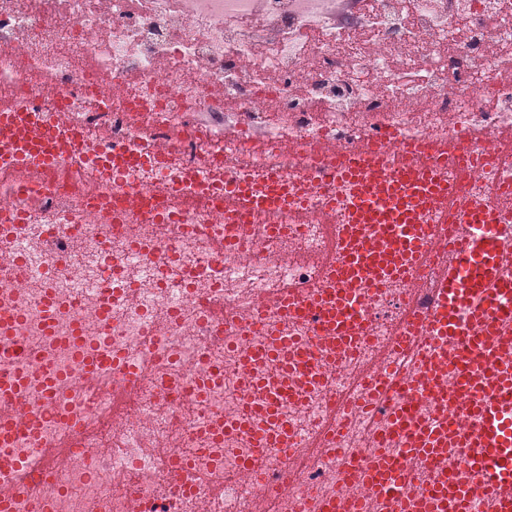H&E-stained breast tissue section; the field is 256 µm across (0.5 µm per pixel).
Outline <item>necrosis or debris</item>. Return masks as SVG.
<instances>
[{
  "label": "necrosis or debris",
  "instance_id": "4bbe7bcc",
  "mask_svg": "<svg viewBox=\"0 0 512 512\" xmlns=\"http://www.w3.org/2000/svg\"><path fill=\"white\" fill-rule=\"evenodd\" d=\"M79 127L80 150L53 168L0 167V351L27 370L21 402L35 421L0 476L16 512H321L351 460L371 457L386 412L432 419L456 410L395 389L382 412L350 410L336 450V399L377 365L410 279L375 286L354 350L261 305L324 287L325 227L348 223L351 187L313 179L319 157L385 133L397 166L406 140L484 147L512 130V0H0V106ZM138 155L120 180L102 146ZM275 173L288 205L252 213L245 247L224 207L234 183ZM512 177V153L471 172L457 207ZM181 214L163 223L158 209ZM61 314L45 330L44 299ZM112 301V319L99 308ZM80 331L84 344L69 343ZM290 337L322 380L298 384L279 416L293 447L257 453L221 430L275 365H243L270 333ZM117 363L84 377V350ZM63 376L55 400L42 376ZM259 456L256 469L242 460Z\"/></svg>",
  "mask_w": 512,
  "mask_h": 512
}]
</instances>
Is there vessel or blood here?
Returning a JSON list of instances; mask_svg holds the SVG:
<instances>
[{
	"mask_svg": "<svg viewBox=\"0 0 512 512\" xmlns=\"http://www.w3.org/2000/svg\"><path fill=\"white\" fill-rule=\"evenodd\" d=\"M80 138L77 131L62 136L50 125L31 126L23 111L0 110V156L20 159L30 169L54 166ZM404 150L411 161L394 169L388 168L375 143L361 154L343 153L322 162L321 171L357 189L353 229L337 234L335 252L323 260L328 287L287 291L275 304L283 317L309 321L313 335L345 341L359 336L363 324L367 296L360 287L362 272L381 267L393 278L422 274L421 288L409 303L392 348L413 359L415 375L405 379L406 387L433 397L449 380L464 402L452 418L430 425L413 420L406 411L393 416L390 431L401 438L398 455L352 460L343 477L361 478L368 499L388 500L393 512H479L485 499L495 502L497 512H512V359L506 356L508 338L502 330L512 318V252L504 246L512 228L499 204L500 196L512 194V182L502 183L499 195L445 213L444 223L457 230L441 239L420 223L419 214L461 190L442 178L444 162L456 155L461 170L469 173L495 153L476 152L465 139L456 141L451 154L419 141L406 142ZM266 183L262 196L253 195L244 184L229 192L241 218L284 198L275 175H267ZM260 354L277 365L264 401L266 422L251 430L256 447L262 449L290 442L292 433L277 409L281 399L292 394V380L308 357L291 340L275 334ZM27 381L22 368H12L0 375V393L18 396ZM446 435L468 448L469 469L482 476V484L444 472L420 493H412L414 480L401 457L434 463Z\"/></svg>",
	"mask_w": 512,
	"mask_h": 512,
	"instance_id": "1",
	"label": "vessel or blood"
}]
</instances>
